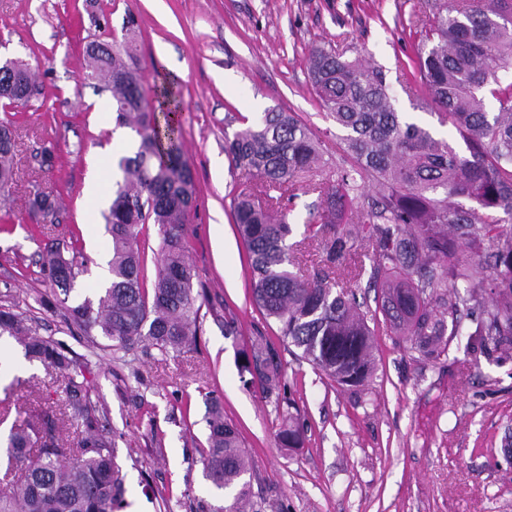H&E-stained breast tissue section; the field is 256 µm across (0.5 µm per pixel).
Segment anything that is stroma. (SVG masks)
Here are the masks:
<instances>
[{
	"label": "stroma",
	"instance_id": "1",
	"mask_svg": "<svg viewBox=\"0 0 512 512\" xmlns=\"http://www.w3.org/2000/svg\"><path fill=\"white\" fill-rule=\"evenodd\" d=\"M422 0H0V56L27 63L39 93L20 111L16 176L0 191V305L22 313L39 334L88 360L93 399L106 414L125 475L122 512H209L223 504L204 477L207 406L219 402L251 456V493L260 512H512V349L491 355L450 352L425 360L386 325L367 276L349 287L376 327L377 370L358 388L338 386L307 361L281 351L286 396L304 422V444L284 448L283 414L259 387L240 380L237 352L255 332L275 336L251 297V270L231 201L254 184L224 151L227 137L263 113H297L339 160L343 135L317 103L307 58L332 45L345 58L383 67L392 89L416 70L425 35ZM138 23L136 66L148 92L181 91L185 158L196 176L186 223L199 335L192 349L162 355L135 345L115 352L66 319L39 264L48 245L82 254L86 272L69 302L97 299L105 286L110 237L83 189L104 191L135 135L118 125L108 93L88 78L84 47L123 36ZM52 150V166L42 164ZM39 192L50 213L34 210ZM318 194L297 190L288 205L297 274L313 276L323 251L307 240ZM238 333H224L225 322ZM60 374L29 364L13 340L0 342V436L17 415L63 406Z\"/></svg>",
	"mask_w": 512,
	"mask_h": 512
}]
</instances>
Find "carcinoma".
Listing matches in <instances>:
<instances>
[{"mask_svg":"<svg viewBox=\"0 0 512 512\" xmlns=\"http://www.w3.org/2000/svg\"><path fill=\"white\" fill-rule=\"evenodd\" d=\"M133 46L128 29L121 42L94 40L86 47L92 74L106 78L119 124L137 139L132 154L117 160L122 179L101 213L112 242V281L97 301L66 311L116 350L142 343L167 355L198 336L200 307L185 236L196 184L171 117L180 109L178 93L161 92L160 126L139 74L127 63ZM309 62L320 107L345 131L340 149L346 163H330L320 139L292 112H267L224 142L235 166L259 180L257 190L234 198L233 216L253 273L254 301L279 324V342L300 350L297 358L339 386L359 387L373 376L375 331L354 293L336 280L338 266L359 246L370 260L369 280L382 290L377 302L385 321L422 358L448 354L462 335L458 316L468 309L478 313L466 349L484 352L511 339L512 0H436L428 18L417 66L420 87L440 107V123L463 141L464 154L396 110L382 68L344 59L330 45L313 47ZM15 68L0 72V100L12 109L36 93L27 65L18 60ZM14 147V124L1 120L0 191L13 180ZM300 187L320 197L321 212L307 232L323 245L326 264L310 281L288 269L296 255L287 243L291 230L282 201ZM461 198L474 205H462ZM150 221L162 244L148 288L139 239ZM41 265L66 297L86 268L79 255L67 258L54 246L44 248ZM400 270L414 279L396 280ZM5 335L28 361L62 374L65 401L57 413L11 427L5 454L20 474L8 491L0 490V512H117L124 476L91 398L88 360L0 306V337ZM240 374L244 385L281 403L280 354L265 336L242 349ZM68 416L82 426L76 448L62 444ZM207 424L205 476L216 489L233 492L212 512H260L244 480L250 463L237 427L218 404ZM303 436L298 417L288 414V427L278 434L281 446L298 448Z\"/></svg>","mask_w":512,"mask_h":512,"instance_id":"obj_1","label":"carcinoma"}]
</instances>
